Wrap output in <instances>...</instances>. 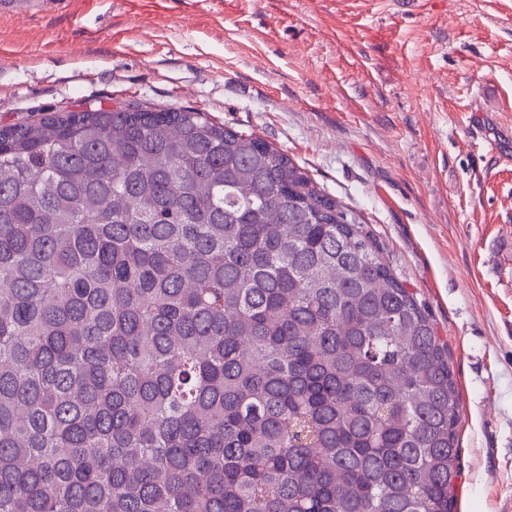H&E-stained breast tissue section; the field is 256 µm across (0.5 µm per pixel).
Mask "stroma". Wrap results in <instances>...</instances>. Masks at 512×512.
Listing matches in <instances>:
<instances>
[{"label":"stroma","instance_id":"obj_1","mask_svg":"<svg viewBox=\"0 0 512 512\" xmlns=\"http://www.w3.org/2000/svg\"><path fill=\"white\" fill-rule=\"evenodd\" d=\"M131 101L259 136L361 216L448 345L455 512H512V0H68L0 14V126Z\"/></svg>","mask_w":512,"mask_h":512}]
</instances>
